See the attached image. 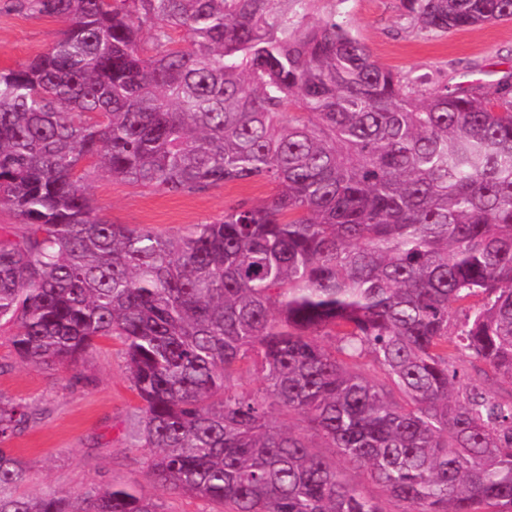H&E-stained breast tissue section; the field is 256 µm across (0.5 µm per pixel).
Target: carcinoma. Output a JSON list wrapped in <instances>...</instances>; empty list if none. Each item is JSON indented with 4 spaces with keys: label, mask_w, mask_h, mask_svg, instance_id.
Wrapping results in <instances>:
<instances>
[{
    "label": "carcinoma",
    "mask_w": 512,
    "mask_h": 512,
    "mask_svg": "<svg viewBox=\"0 0 512 512\" xmlns=\"http://www.w3.org/2000/svg\"><path fill=\"white\" fill-rule=\"evenodd\" d=\"M29 2L68 27L0 69L17 358L68 368L119 339L157 483L210 512H384L369 485L403 512H512V82L422 89L306 0ZM403 6L426 33L512 19V0ZM82 161L166 193L276 191L165 236L97 216ZM33 416L0 393V512H161L122 484L20 492L7 444Z\"/></svg>",
    "instance_id": "carcinoma-1"
}]
</instances>
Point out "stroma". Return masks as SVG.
Wrapping results in <instances>:
<instances>
[{"label": "stroma", "instance_id": "obj_1", "mask_svg": "<svg viewBox=\"0 0 512 512\" xmlns=\"http://www.w3.org/2000/svg\"><path fill=\"white\" fill-rule=\"evenodd\" d=\"M349 24L374 60L428 88L492 78L512 79V20L444 36L418 34L401 0H310L309 19ZM64 20L0 0V68L14 67L45 52L62 35ZM99 217L163 235H180L209 224L245 201L264 204L273 185L232 183L200 192L171 194L94 174L84 183ZM0 393L30 403L39 417L10 446L27 463L33 494L49 486L81 492L120 483L156 497L163 512H207L200 499L162 490L153 480L151 454L132 444L139 401L131 389L119 341L70 368L19 362L0 333Z\"/></svg>", "mask_w": 512, "mask_h": 512}]
</instances>
